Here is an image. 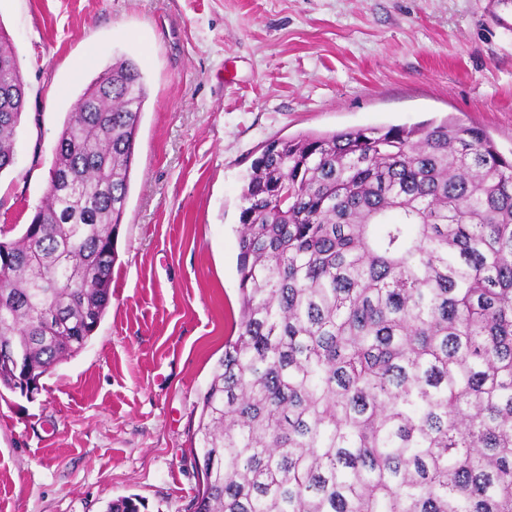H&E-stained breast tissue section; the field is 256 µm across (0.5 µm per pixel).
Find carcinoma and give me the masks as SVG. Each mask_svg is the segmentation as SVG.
Instances as JSON below:
<instances>
[{
    "label": "carcinoma",
    "instance_id": "obj_1",
    "mask_svg": "<svg viewBox=\"0 0 512 512\" xmlns=\"http://www.w3.org/2000/svg\"><path fill=\"white\" fill-rule=\"evenodd\" d=\"M146 98L134 59L99 73L30 224L0 237V336L21 359L0 360V398L105 315ZM25 104L0 28V172ZM271 144L241 192L194 512H512V157L452 118Z\"/></svg>",
    "mask_w": 512,
    "mask_h": 512
}]
</instances>
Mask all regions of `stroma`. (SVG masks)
<instances>
[{
	"label": "stroma",
	"mask_w": 512,
	"mask_h": 512,
	"mask_svg": "<svg viewBox=\"0 0 512 512\" xmlns=\"http://www.w3.org/2000/svg\"><path fill=\"white\" fill-rule=\"evenodd\" d=\"M512 0H0L26 113L0 228L44 197L81 91L122 57L148 91L112 297L34 397L0 400V512H190L197 405L235 335L244 179L270 140L447 116L512 153Z\"/></svg>",
	"instance_id": "obj_1"
}]
</instances>
